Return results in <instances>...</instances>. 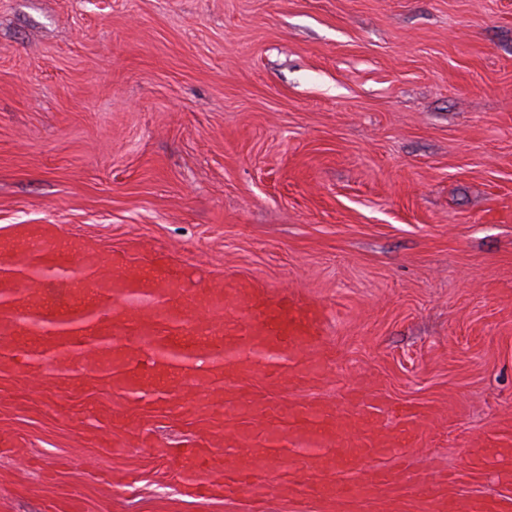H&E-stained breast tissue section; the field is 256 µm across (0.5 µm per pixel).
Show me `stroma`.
<instances>
[{
  "label": "stroma",
  "mask_w": 512,
  "mask_h": 512,
  "mask_svg": "<svg viewBox=\"0 0 512 512\" xmlns=\"http://www.w3.org/2000/svg\"><path fill=\"white\" fill-rule=\"evenodd\" d=\"M22 224L76 273L161 251L324 303L309 393L431 411L414 467L499 490L466 453L512 427V0H0V243ZM197 397L0 377V512H317L184 494L159 449L223 427Z\"/></svg>",
  "instance_id": "35a3bbf8"
}]
</instances>
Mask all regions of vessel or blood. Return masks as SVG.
<instances>
[{
	"instance_id": "vessel-or-blood-1",
	"label": "vessel or blood",
	"mask_w": 512,
	"mask_h": 512,
	"mask_svg": "<svg viewBox=\"0 0 512 512\" xmlns=\"http://www.w3.org/2000/svg\"><path fill=\"white\" fill-rule=\"evenodd\" d=\"M63 242L21 244L0 256V266L30 268L65 258ZM112 287L71 275L63 290L68 310H112V384L128 398L152 403L179 398L194 407L192 391L206 380L224 390V435L165 449L191 495H246L275 489L282 500L331 506L394 502L410 493L415 512H512V472L504 491L487 499L459 500L431 473L394 466L423 439L425 413L386 410L356 390L336 407L317 397L283 405L266 390L291 389L329 371L321 303L306 294L272 290L228 276L222 295L204 277L163 259L124 253L112 257ZM45 296L37 311L14 310L17 329L0 360L24 370L43 352L91 353L97 339L85 334L25 329L32 317L53 315Z\"/></svg>"
}]
</instances>
